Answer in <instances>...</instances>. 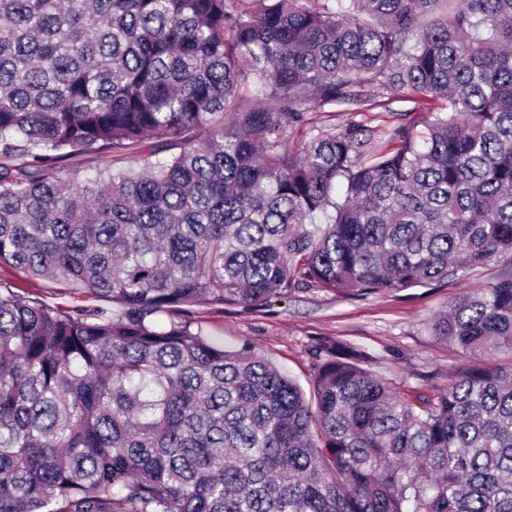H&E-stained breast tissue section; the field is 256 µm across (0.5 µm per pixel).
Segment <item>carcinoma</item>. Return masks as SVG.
I'll return each instance as SVG.
<instances>
[{
	"instance_id": "carcinoma-1",
	"label": "carcinoma",
	"mask_w": 512,
	"mask_h": 512,
	"mask_svg": "<svg viewBox=\"0 0 512 512\" xmlns=\"http://www.w3.org/2000/svg\"><path fill=\"white\" fill-rule=\"evenodd\" d=\"M449 2L0 0V264L121 305L0 289V512H512V366L481 358L512 350V0ZM389 88L440 105L284 137ZM103 150L130 165H59ZM501 260L435 316L473 361L428 391L323 342L311 404L184 318Z\"/></svg>"
}]
</instances>
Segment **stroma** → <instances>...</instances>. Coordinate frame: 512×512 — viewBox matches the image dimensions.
<instances>
[{"mask_svg": "<svg viewBox=\"0 0 512 512\" xmlns=\"http://www.w3.org/2000/svg\"><path fill=\"white\" fill-rule=\"evenodd\" d=\"M390 98L392 110L388 113L379 108L352 115L308 111L304 126L341 129L354 120L379 141L387 126L398 123L400 114L414 108L402 92H391ZM498 271V265L492 264L445 284L363 299L344 298L318 288L299 289L265 309L199 304L192 307L190 317L203 337L223 344L228 351L252 347L268 363L287 372L304 392H311L313 385L308 350L322 340H339L365 350L372 357L371 370L405 391L446 384L449 374L465 363V356L433 336L431 322L449 301L492 281ZM0 283L50 306L67 308L89 302L76 287L29 278L6 264H0Z\"/></svg>", "mask_w": 512, "mask_h": 512, "instance_id": "stroma-1", "label": "stroma"}]
</instances>
